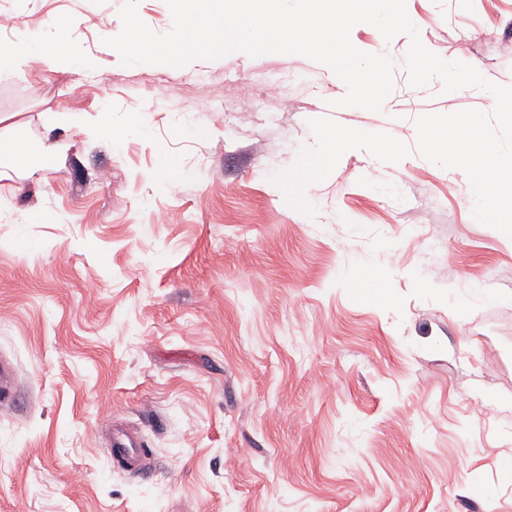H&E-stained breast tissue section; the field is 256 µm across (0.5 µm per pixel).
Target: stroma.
<instances>
[{"instance_id": "obj_1", "label": "stroma", "mask_w": 512, "mask_h": 512, "mask_svg": "<svg viewBox=\"0 0 512 512\" xmlns=\"http://www.w3.org/2000/svg\"><path fill=\"white\" fill-rule=\"evenodd\" d=\"M123 4L12 2L14 40L77 15L101 88L39 61L0 79V138L59 146L0 189V360L17 380L0 512H512V238L472 221L465 172L414 136L419 116L491 100L411 86L408 36L364 23L353 45L394 63L378 112H330L341 79L301 55L124 66L103 43ZM407 12L428 50L512 84V0ZM271 76L287 101L263 97ZM102 112L117 137L88 133ZM335 128L367 140L297 206L281 175ZM376 142L404 151L382 166ZM165 156L177 172L159 183ZM43 209L56 222H27ZM361 273L385 302L354 293ZM474 288L501 299L461 306ZM118 428L141 434L150 477L112 464Z\"/></svg>"}]
</instances>
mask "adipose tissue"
Segmentation results:
<instances>
[{
    "label": "adipose tissue",
    "instance_id": "1",
    "mask_svg": "<svg viewBox=\"0 0 512 512\" xmlns=\"http://www.w3.org/2000/svg\"><path fill=\"white\" fill-rule=\"evenodd\" d=\"M79 23L68 19L66 23H51L24 39L14 42L9 48L0 50V77H5L18 69L21 63L39 60L52 68L92 74L97 70L94 57L83 54L78 40ZM361 135L350 131H326L319 135L316 146L308 153L305 167L306 182H314L325 166L338 152L358 145ZM56 157V146L51 141H43L37 146L14 143L0 147V181L11 179L17 169L36 173L49 166Z\"/></svg>",
    "mask_w": 512,
    "mask_h": 512
}]
</instances>
